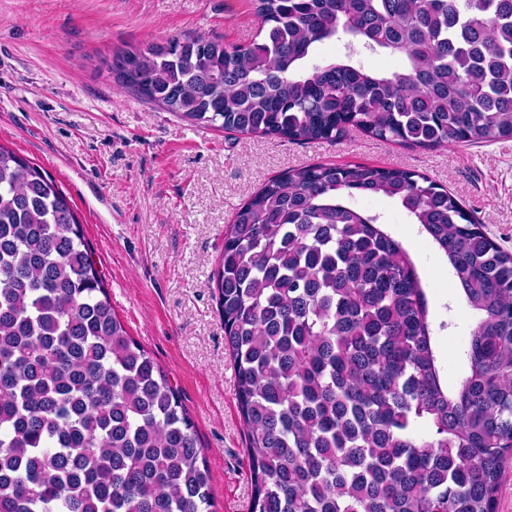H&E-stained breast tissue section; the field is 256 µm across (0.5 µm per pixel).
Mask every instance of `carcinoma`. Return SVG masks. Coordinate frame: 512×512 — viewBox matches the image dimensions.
<instances>
[{"label":"carcinoma","instance_id":"1","mask_svg":"<svg viewBox=\"0 0 512 512\" xmlns=\"http://www.w3.org/2000/svg\"><path fill=\"white\" fill-rule=\"evenodd\" d=\"M252 6L249 44L171 38L121 53L118 77L243 135L356 129L426 149L512 137V0ZM336 40L343 56L313 62ZM356 194L400 205L454 271L477 316L456 389L413 261ZM211 282L253 512H495L512 455V254L447 188L400 168L291 169L236 209ZM0 512H216L195 425L113 311L67 197L1 145Z\"/></svg>","mask_w":512,"mask_h":512}]
</instances>
